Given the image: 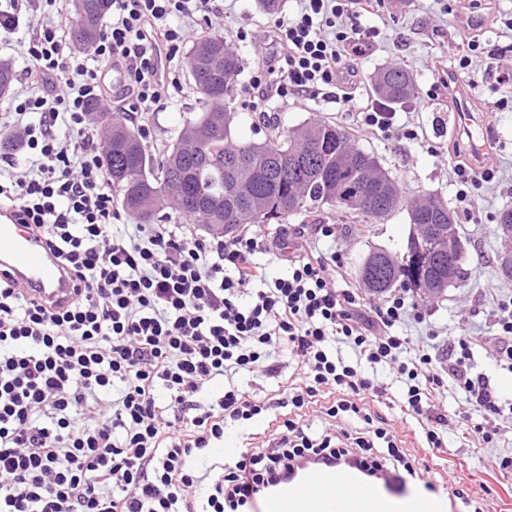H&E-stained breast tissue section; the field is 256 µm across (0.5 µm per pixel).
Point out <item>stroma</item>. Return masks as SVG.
Masks as SVG:
<instances>
[{"instance_id": "obj_1", "label": "stroma", "mask_w": 512, "mask_h": 512, "mask_svg": "<svg viewBox=\"0 0 512 512\" xmlns=\"http://www.w3.org/2000/svg\"><path fill=\"white\" fill-rule=\"evenodd\" d=\"M224 14L216 19L195 16V33L210 32L231 41L240 55L243 67L237 77V95L233 103L237 114V131L242 138L254 136L261 119L251 101L253 92L249 76L258 55L256 46L270 43L279 21L297 9L296 0H285L279 12L263 11L257 0H216ZM367 27H377L380 35L364 60L352 86L357 98L373 96V78L383 67L403 58L406 69L416 83L417 98L397 104L400 126L414 130V137H388L359 127L356 114L348 107L323 98L304 105L274 103L273 123L292 128L310 119L329 121L345 127L358 145L378 158L380 164L397 182L404 199L425 193L441 196L453 211L464 236V276L448 288L443 299L429 301L417 298L426 326L407 323L406 331L416 335L423 328L433 329L439 350L461 336H492L486 324V312L493 299L512 296V283L498 271V216L512 207V103L504 110L488 111L489 103L499 100L502 91L498 77L512 69V0H377L373 13L362 17ZM246 32L248 42L237 41V32ZM479 39L484 54L475 58L471 70H458L459 57L471 39ZM182 84V94L166 108L151 113L145 122L151 131L148 148L158 153L176 138L184 120L198 110L191 87L185 54L166 66ZM455 74L460 83H478L471 96L475 111L487 113L489 133L495 146L491 166L496 172L492 182L479 190L482 219L473 223L456 198L451 164L468 161L465 139L456 137L448 124L452 102L446 97H431L430 87ZM338 225L336 249L343 256L345 279L355 282L357 264L366 254L377 250L401 251L412 230L406 209L400 208L388 217L360 231L353 216L333 207H323L315 218L303 215L288 222L289 233H297L308 222ZM374 411L394 429L412 459L427 462L430 478L436 483H451L478 498L483 512H512V466L502 467L504 457H512V412H505L499 422L501 435L494 446L472 442L456 426H449L446 445L439 456L426 448L419 424H403L398 406L374 404Z\"/></svg>"}]
</instances>
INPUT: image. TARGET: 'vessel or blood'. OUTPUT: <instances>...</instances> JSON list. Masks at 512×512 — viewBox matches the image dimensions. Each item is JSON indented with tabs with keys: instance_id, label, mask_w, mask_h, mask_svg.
Segmentation results:
<instances>
[{
	"instance_id": "vessel-or-blood-1",
	"label": "vessel or blood",
	"mask_w": 512,
	"mask_h": 512,
	"mask_svg": "<svg viewBox=\"0 0 512 512\" xmlns=\"http://www.w3.org/2000/svg\"><path fill=\"white\" fill-rule=\"evenodd\" d=\"M453 99L452 124L465 132L475 160L490 151L485 117L475 112L469 94L456 79H449ZM48 305H67L73 295L71 279L57 263L47 241L13 216L0 213V277ZM251 512H450L447 496L426 495L393 485L390 474L364 476L355 462H303L297 476L280 479L270 490L251 502Z\"/></svg>"
}]
</instances>
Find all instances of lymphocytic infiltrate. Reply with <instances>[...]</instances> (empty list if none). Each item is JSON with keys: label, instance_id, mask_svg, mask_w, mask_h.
<instances>
[{"label": "lymphocytic infiltrate", "instance_id": "obj_1", "mask_svg": "<svg viewBox=\"0 0 512 512\" xmlns=\"http://www.w3.org/2000/svg\"><path fill=\"white\" fill-rule=\"evenodd\" d=\"M299 2L276 28L279 54L250 77L255 111L273 99L331 96L365 128L392 135L393 106L347 91L378 35L361 23L373 0ZM211 9L212 0H112L110 23L78 54L66 40L68 0H0V33H16L31 11L55 17L17 43L26 66L0 114V137L19 136L21 152L0 153V209L16 210L82 284L55 311L0 281V512H243L304 459L352 458L381 471L370 451L387 431L370 405L387 391L382 369L403 384L404 414H427L451 383L474 410L459 427L481 444L499 431L507 398L479 358L512 372V298L488 313L497 348L459 337L443 367L435 332H400L425 321L407 292L372 304L339 287L342 256L322 248L336 225H314L292 243L116 223L87 105L116 106L134 121L163 108L180 87L160 58L176 57L191 17ZM110 72L122 77L117 87L104 82ZM264 254L287 262V272L271 277ZM282 350L295 369L280 398L232 386L205 403L207 387L226 375L279 372ZM279 408L285 416L261 446L211 461L229 423ZM312 416L325 429H313ZM349 418L363 433L347 441L331 427Z\"/></svg>", "mask_w": 512, "mask_h": 512}]
</instances>
